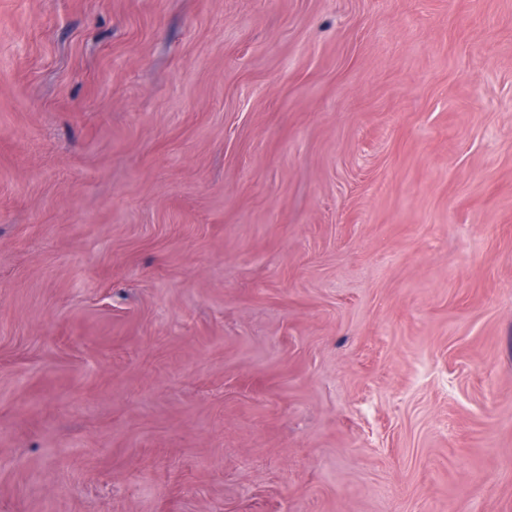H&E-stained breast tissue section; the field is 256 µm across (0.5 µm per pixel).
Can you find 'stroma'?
<instances>
[{"label": "stroma", "mask_w": 512, "mask_h": 512, "mask_svg": "<svg viewBox=\"0 0 512 512\" xmlns=\"http://www.w3.org/2000/svg\"><path fill=\"white\" fill-rule=\"evenodd\" d=\"M0 512H512V0H0Z\"/></svg>", "instance_id": "stroma-1"}]
</instances>
